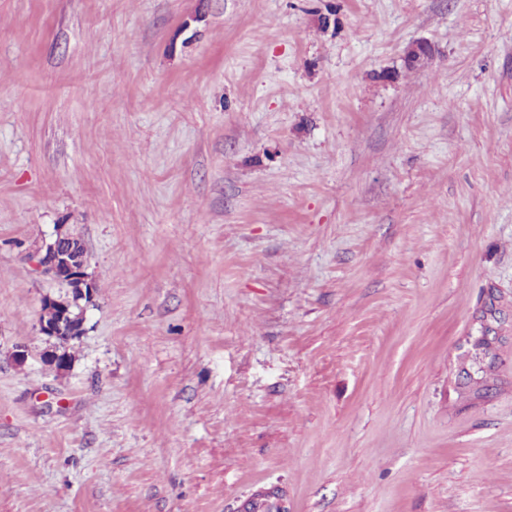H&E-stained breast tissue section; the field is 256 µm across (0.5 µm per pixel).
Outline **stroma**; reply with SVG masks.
Masks as SVG:
<instances>
[{"label": "stroma", "mask_w": 512, "mask_h": 512, "mask_svg": "<svg viewBox=\"0 0 512 512\" xmlns=\"http://www.w3.org/2000/svg\"><path fill=\"white\" fill-rule=\"evenodd\" d=\"M59 224L97 286L64 372ZM273 486L512 512V0H0V512ZM71 298H53L46 297L44 298L43 304H51L55 305L59 311V318L55 323L46 324L40 323V331L44 336L54 337V336H63L64 334H71L74 332L70 331L69 321H70V313H71ZM488 331L489 327L482 324L477 335L472 336V352L468 360L469 367L464 369L463 372L465 376L463 378L467 380L468 383L473 382L476 388L473 389L469 386H465L463 387L462 395H473L476 398H483V390L484 394H487L490 389H494V384H491L487 377L486 365L489 361L487 367L491 368L492 361L497 356L496 350L499 344L496 345L498 341L493 337L489 338L487 336Z\"/></svg>", "instance_id": "obj_1"}]
</instances>
